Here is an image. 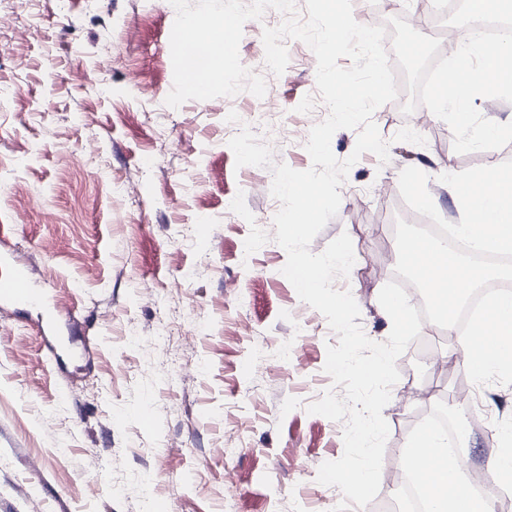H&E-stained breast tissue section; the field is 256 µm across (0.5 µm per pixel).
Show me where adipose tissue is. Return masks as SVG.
Listing matches in <instances>:
<instances>
[{"instance_id":"ef3b65f1","label":"adipose tissue","mask_w":512,"mask_h":512,"mask_svg":"<svg viewBox=\"0 0 512 512\" xmlns=\"http://www.w3.org/2000/svg\"><path fill=\"white\" fill-rule=\"evenodd\" d=\"M471 334L472 341L461 351H449V359H463L478 381L512 376V293L489 296ZM446 445V440L422 432L410 440L405 451L411 470L421 476L433 512H491L487 499L472 496L460 460L433 456V449ZM451 484L457 486L459 499L447 497L446 489Z\"/></svg>"}]
</instances>
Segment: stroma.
<instances>
[{"label": "stroma", "mask_w": 512, "mask_h": 512, "mask_svg": "<svg viewBox=\"0 0 512 512\" xmlns=\"http://www.w3.org/2000/svg\"><path fill=\"white\" fill-rule=\"evenodd\" d=\"M352 2L364 25L419 5ZM175 17L170 0H72L65 12L58 0H0V224L12 227L0 251L42 297L33 308L0 304V512H30L34 500L44 512H332L342 499L317 474L342 456L343 425L306 410L344 392L324 370L338 337L281 272L270 182L236 167L228 145L246 126L275 162L309 169V132L328 115L316 57L286 40L287 69L265 78L276 112L247 91L172 108ZM283 20L269 9L245 23V67L264 68L262 32ZM373 120L389 160L366 153L351 167L310 250L350 236L355 263L333 286L352 293L364 333L383 342L378 295L397 261L400 171H423L438 213L456 223L440 175L512 159V144L457 153L444 121L403 114L397 101ZM131 323L142 343L126 340ZM429 331L421 354L397 360L382 411L383 498L407 474L409 438L441 409L437 368L447 389L473 380L445 360L456 338ZM481 388L487 407L464 409L460 458L479 495L512 499V487L482 483L512 423V378ZM144 404L150 430L138 420ZM73 483L97 493L72 499Z\"/></svg>", "instance_id": "35a3bbf8"}]
</instances>
